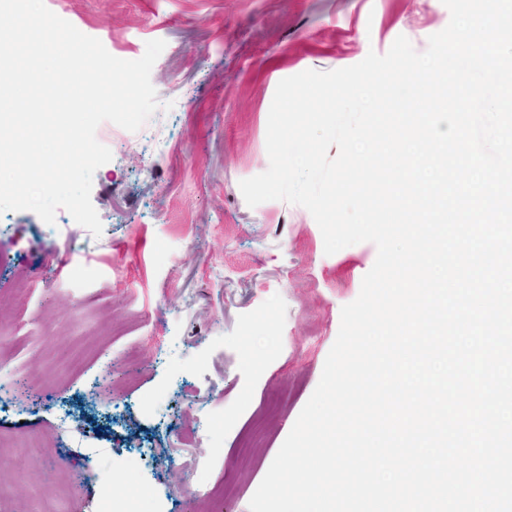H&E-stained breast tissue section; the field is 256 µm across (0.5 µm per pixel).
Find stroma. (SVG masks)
<instances>
[{
  "mask_svg": "<svg viewBox=\"0 0 512 512\" xmlns=\"http://www.w3.org/2000/svg\"><path fill=\"white\" fill-rule=\"evenodd\" d=\"M45 4L123 60L164 40L151 72L162 108L115 130L91 191L100 236L62 208L53 232L34 212L0 213V295L14 267L29 278L21 305L0 311V434L50 442L36 466L0 458L21 489L0 512H113L143 487L145 512H249L377 257L370 242L325 254L302 206L246 204L240 181L269 167L276 87L401 35L425 51L450 12L442 0ZM67 409L81 432L62 430ZM216 417L223 427L196 441ZM195 460L223 497L196 493Z\"/></svg>",
  "mask_w": 512,
  "mask_h": 512,
  "instance_id": "1",
  "label": "stroma"
}]
</instances>
